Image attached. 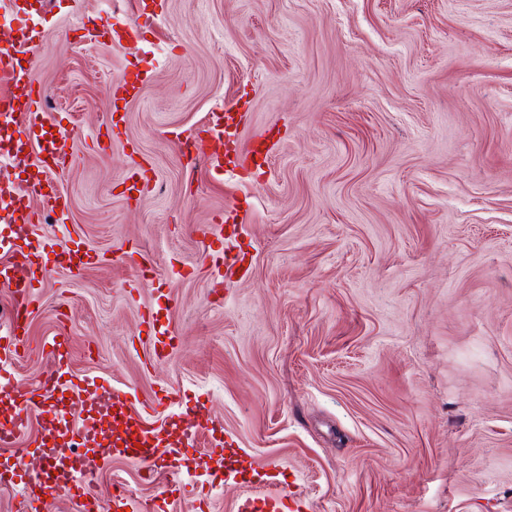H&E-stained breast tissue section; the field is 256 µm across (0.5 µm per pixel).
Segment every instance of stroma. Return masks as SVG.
I'll use <instances>...</instances> for the list:
<instances>
[{
    "label": "stroma",
    "instance_id": "obj_1",
    "mask_svg": "<svg viewBox=\"0 0 512 512\" xmlns=\"http://www.w3.org/2000/svg\"><path fill=\"white\" fill-rule=\"evenodd\" d=\"M18 28L45 127L70 134V208L32 231L93 262L50 266L0 367L41 378L64 335L71 373L129 388L146 423L170 419L145 406L170 388L209 428L151 484L122 450L87 453L102 481L182 485L175 512L203 483L204 512H235L247 486L206 456L218 438L278 461L273 492L307 512H512V0H0ZM228 102L240 143L275 127L264 170L184 154ZM139 164L157 186L136 200L119 186ZM150 308L175 336L161 360Z\"/></svg>",
    "mask_w": 512,
    "mask_h": 512
}]
</instances>
